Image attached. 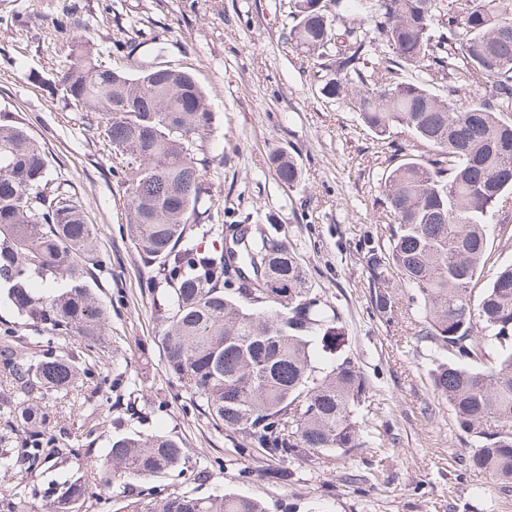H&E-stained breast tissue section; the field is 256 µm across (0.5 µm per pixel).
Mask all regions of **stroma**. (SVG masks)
<instances>
[{
    "label": "stroma",
    "instance_id": "35a3bbf8",
    "mask_svg": "<svg viewBox=\"0 0 512 512\" xmlns=\"http://www.w3.org/2000/svg\"><path fill=\"white\" fill-rule=\"evenodd\" d=\"M290 11V0H0V116L44 144L52 177L77 193L97 250L112 265L98 296L109 307L107 345L123 383L112 388L88 378L86 388L99 390L92 406L42 400L58 440L88 451L62 470L90 492L82 512H122L123 483L102 485L94 458L117 436L163 433L182 442L188 471L160 481L161 497L199 474V494H246L269 512L291 505L297 512H512V484L471 467L472 449L433 391L427 371L436 351L413 338L418 313L407 288L396 279L389 284L394 321L372 306L363 241L385 238L384 181L413 140L400 129L380 139L348 101L322 95L333 73L287 42ZM61 18L90 36L112 66L176 67L203 87L212 125L197 157L211 223L247 218L284 226L289 249L342 313L348 346L372 387L366 426L383 435L384 447L311 454L287 462V482L275 483L266 461L237 455L233 438L198 414L164 366L160 293L148 288L150 270L128 238L125 188L85 112L52 90L65 61ZM276 150L295 158L296 184L277 178L269 161ZM19 490L44 503L48 477L0 476V512Z\"/></svg>",
    "mask_w": 512,
    "mask_h": 512
}]
</instances>
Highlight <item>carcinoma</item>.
I'll list each match as a JSON object with an SVG mask.
<instances>
[{"label": "carcinoma", "instance_id": "1", "mask_svg": "<svg viewBox=\"0 0 512 512\" xmlns=\"http://www.w3.org/2000/svg\"><path fill=\"white\" fill-rule=\"evenodd\" d=\"M364 0H294L289 38L332 67L321 88L348 99L381 139L402 128L433 154L413 153L382 190L393 217L386 243L365 242L374 307L389 321L388 282L412 288L421 310L415 339L445 358L429 380L476 450L471 466L512 483V264L475 291L486 262L488 226L512 224V0H373L356 27L345 10ZM384 49L380 76L366 65ZM58 83L65 103L90 113L88 128L108 142L126 184L127 234L152 268L160 342L169 372L196 410L236 436L238 454L276 465L308 453L367 448L357 410L370 384L346 345L338 307L313 288L281 224L198 223L209 211L196 142L211 128L206 93L189 73L167 66L112 68L82 35L69 36ZM415 70L448 80L434 94ZM485 90L463 107L458 97ZM277 178L299 169L276 152ZM44 146L0 121V291L37 352L15 345L16 322L0 320V382L13 391L0 433V472L56 470L80 459L50 432L36 404L80 387L101 362L109 315L95 293L112 276L93 255L95 230L67 184L50 177ZM24 437L13 439V427ZM186 464L180 441L127 434L96 465L102 483L137 486L125 512H268L256 498L190 491L146 499L142 483ZM49 512H80L86 488L54 481Z\"/></svg>", "mask_w": 512, "mask_h": 512}]
</instances>
